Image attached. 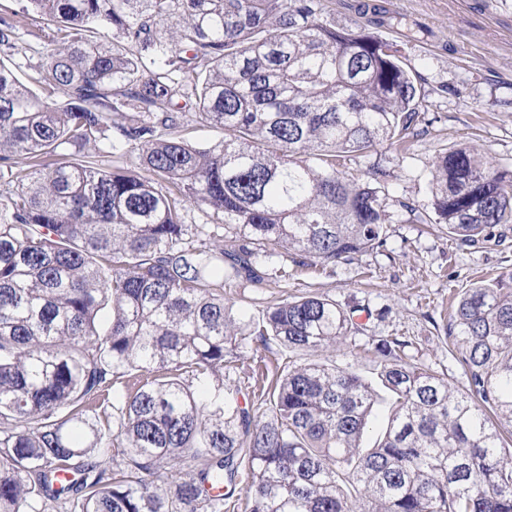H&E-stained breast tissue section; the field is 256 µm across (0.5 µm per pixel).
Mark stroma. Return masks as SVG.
<instances>
[{"mask_svg":"<svg viewBox=\"0 0 512 512\" xmlns=\"http://www.w3.org/2000/svg\"><path fill=\"white\" fill-rule=\"evenodd\" d=\"M340 29H363L397 45L419 76L425 102L407 149L379 146L372 159L350 158L351 172L376 162L390 172L389 198L432 213L430 169L440 148L468 145L512 171V0H322ZM501 241L467 247L443 224L389 225L385 244L334 265L291 266L287 283L224 289L239 323L267 306L317 293L356 307L359 331L330 361L371 374L378 336H408L418 365L463 390L457 353L445 341L451 306L480 282L512 273V223Z\"/></svg>","mask_w":512,"mask_h":512,"instance_id":"1","label":"stroma"}]
</instances>
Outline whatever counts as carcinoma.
Instances as JSON below:
<instances>
[{"label": "carcinoma", "mask_w": 512, "mask_h": 512, "mask_svg": "<svg viewBox=\"0 0 512 512\" xmlns=\"http://www.w3.org/2000/svg\"><path fill=\"white\" fill-rule=\"evenodd\" d=\"M2 55L0 512H512V273L455 305L465 392L403 336L373 341L377 384L290 360L264 384L248 336L334 351L354 311L287 298L245 335L224 302L231 281L288 280L290 251L378 248L394 217L466 246L512 222V173L473 147L434 157L432 217L391 215L380 166L345 170L414 134L424 97L396 45L320 0H24ZM189 204L221 223H187ZM243 378L253 399L227 403Z\"/></svg>", "instance_id": "carcinoma-1"}]
</instances>
